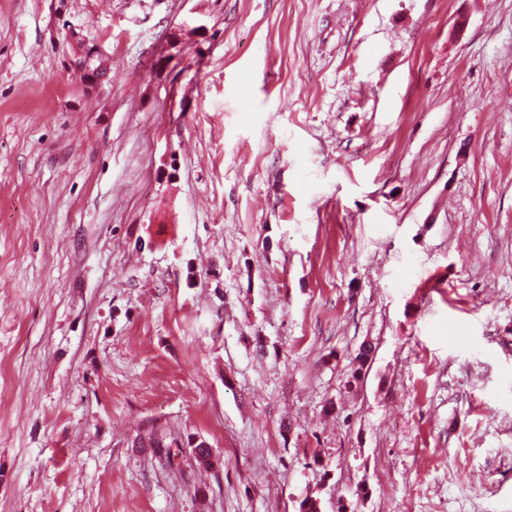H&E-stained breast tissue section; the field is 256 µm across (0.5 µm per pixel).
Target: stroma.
<instances>
[{
  "mask_svg": "<svg viewBox=\"0 0 512 512\" xmlns=\"http://www.w3.org/2000/svg\"><path fill=\"white\" fill-rule=\"evenodd\" d=\"M308 496L512 512V0H0V512Z\"/></svg>",
  "mask_w": 512,
  "mask_h": 512,
  "instance_id": "obj_1",
  "label": "stroma"
}]
</instances>
